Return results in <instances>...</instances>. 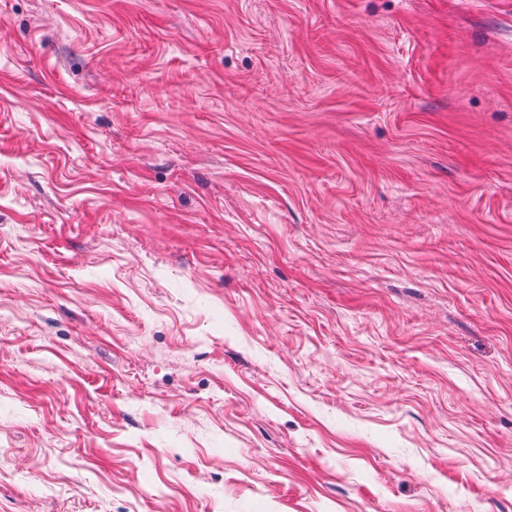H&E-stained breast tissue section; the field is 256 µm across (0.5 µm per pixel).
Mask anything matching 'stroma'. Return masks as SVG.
<instances>
[{"label":"stroma","mask_w":512,"mask_h":512,"mask_svg":"<svg viewBox=\"0 0 512 512\" xmlns=\"http://www.w3.org/2000/svg\"><path fill=\"white\" fill-rule=\"evenodd\" d=\"M0 512H512V0H0Z\"/></svg>","instance_id":"35a3bbf8"}]
</instances>
